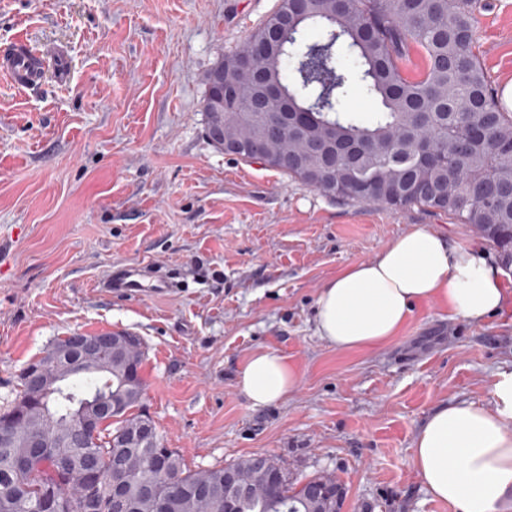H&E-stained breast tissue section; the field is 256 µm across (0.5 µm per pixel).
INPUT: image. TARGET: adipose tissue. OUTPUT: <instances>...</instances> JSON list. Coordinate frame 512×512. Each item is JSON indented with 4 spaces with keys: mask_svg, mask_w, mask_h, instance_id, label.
Wrapping results in <instances>:
<instances>
[{
    "mask_svg": "<svg viewBox=\"0 0 512 512\" xmlns=\"http://www.w3.org/2000/svg\"><path fill=\"white\" fill-rule=\"evenodd\" d=\"M511 298L481 248H454L416 227L322 288L315 332L339 350H370L397 337L417 301L445 302L453 315L479 322ZM297 385L296 371L272 351L255 352L240 382L256 407L283 401ZM493 395L491 407L441 405L414 437L415 471L453 512H504L512 503V375L495 383Z\"/></svg>",
    "mask_w": 512,
    "mask_h": 512,
    "instance_id": "adipose-tissue-1",
    "label": "adipose tissue"
}]
</instances>
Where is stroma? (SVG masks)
<instances>
[{
	"mask_svg": "<svg viewBox=\"0 0 512 512\" xmlns=\"http://www.w3.org/2000/svg\"><path fill=\"white\" fill-rule=\"evenodd\" d=\"M277 2L0 0V51L22 39L70 62L66 81L34 91L0 75V407L56 339L124 330L142 340L143 407L186 469L261 454L301 481L335 477L340 512H451L415 472L413 440L440 405H493L512 374V302L473 323L419 301L395 340L339 351L315 333L316 301L415 226L502 258L446 212L337 200L212 145L204 75ZM477 7L479 57L500 92L512 0ZM135 263L173 288H101ZM259 350L285 356L299 383L256 408L239 379Z\"/></svg>",
	"mask_w": 512,
	"mask_h": 512,
	"instance_id": "stroma-1",
	"label": "stroma"
}]
</instances>
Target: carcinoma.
Segmentation results:
<instances>
[{"instance_id": "obj_1", "label": "carcinoma", "mask_w": 512, "mask_h": 512, "mask_svg": "<svg viewBox=\"0 0 512 512\" xmlns=\"http://www.w3.org/2000/svg\"><path fill=\"white\" fill-rule=\"evenodd\" d=\"M288 17V23L276 24ZM315 30L318 36L308 39ZM475 0H279L247 40L257 54L256 73L241 72L233 56L219 59L205 75L224 71L225 111L237 137L267 145L265 164L332 197L387 207L421 206L469 224L500 249L512 265V113L503 111L476 51ZM424 66L414 71L413 56ZM282 90L302 113L307 135L343 148L329 161L309 153L305 137L278 132L280 96L263 98L259 127L252 98ZM372 101L375 112H349L352 90ZM54 343L27 363L22 389L0 413V512H49L57 493L71 512H96L81 503L74 460L97 458L111 483L122 484L128 512H221L224 472L248 474L251 458L221 468L184 471L177 452H162V438L118 454L133 408L143 396L142 349H129L117 363L103 348L89 360L77 357L69 375L42 393L27 371L56 375ZM112 365V374L95 364ZM112 398L121 418L61 458L55 444L69 436L84 409ZM324 483L332 493L310 499L306 486ZM206 493L201 494L199 490ZM342 489L330 476L281 482L271 492L261 481L240 501L238 512H339Z\"/></svg>"}]
</instances>
